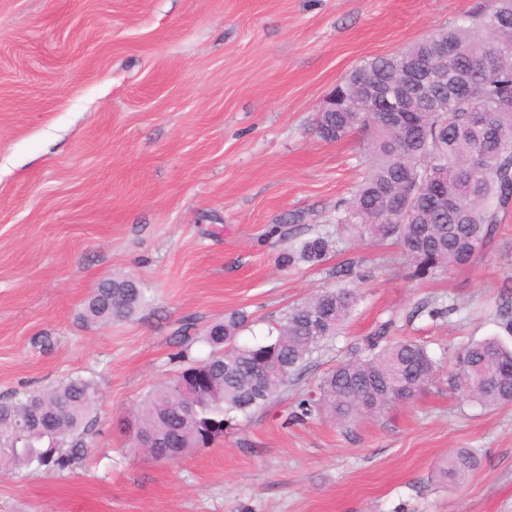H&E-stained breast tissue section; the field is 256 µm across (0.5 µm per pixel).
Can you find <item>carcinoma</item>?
<instances>
[{
	"mask_svg": "<svg viewBox=\"0 0 512 512\" xmlns=\"http://www.w3.org/2000/svg\"><path fill=\"white\" fill-rule=\"evenodd\" d=\"M441 40L454 45L453 59L437 56ZM412 68L429 80L431 98L403 95L404 110L423 113L402 134L382 101L358 99L356 84L364 77L387 92ZM334 93L336 111L318 113L317 136L337 142L362 130L371 156L355 192L336 205L337 228L372 243H395L419 278L471 264L512 207V151L499 147L512 144V0H493L488 10L453 29L365 62ZM474 112L486 113L492 135L475 128ZM409 166L419 179L410 196L402 183ZM441 176L446 208L430 193L431 183ZM332 248L331 235L317 233L289 244L279 264H316ZM353 274L351 264L339 267L336 278L344 285L289 307L271 328L275 336L266 340L239 343L248 321L243 313L194 334L180 325L176 334L182 348L176 358L184 366L152 389L137 418L144 451L157 459H176L224 436L238 416L265 407L315 351L340 334L360 300L346 286ZM146 301L135 281L104 279L87 299L84 318L100 325L124 321ZM395 328L392 317L379 322L355 356L328 372L317 392L297 402L292 419L324 413L342 422L373 417L431 386L437 361L428 345L394 337ZM198 340L211 353L191 361L189 351ZM448 384L485 406L512 404V348L496 339L468 345L457 355ZM97 399V383L82 376L0 399V473L22 468L63 472L82 465ZM478 463L474 452L459 451L438 473L462 481Z\"/></svg>",
	"mask_w": 512,
	"mask_h": 512,
	"instance_id": "cac0c4a2",
	"label": "carcinoma"
}]
</instances>
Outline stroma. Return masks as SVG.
<instances>
[{
    "label": "stroma",
    "instance_id": "35a3bbf8",
    "mask_svg": "<svg viewBox=\"0 0 512 512\" xmlns=\"http://www.w3.org/2000/svg\"><path fill=\"white\" fill-rule=\"evenodd\" d=\"M486 4L0 0V397L76 375L99 388L81 468L0 474V512H512V405L448 387L472 342L512 347V211L471 266L428 279L358 239L316 266L277 263L291 237L325 230L366 169L361 133H315L336 85ZM293 213L304 222L283 223ZM348 262L359 304L286 391L178 459L134 447L121 426L180 370L184 319L242 311L241 341L263 338ZM109 277L137 281L145 307L85 323ZM441 302L446 318L414 312ZM392 314L428 343L435 383L375 419L286 423ZM467 449L475 473L440 487L438 464Z\"/></svg>",
    "mask_w": 512,
    "mask_h": 512
}]
</instances>
